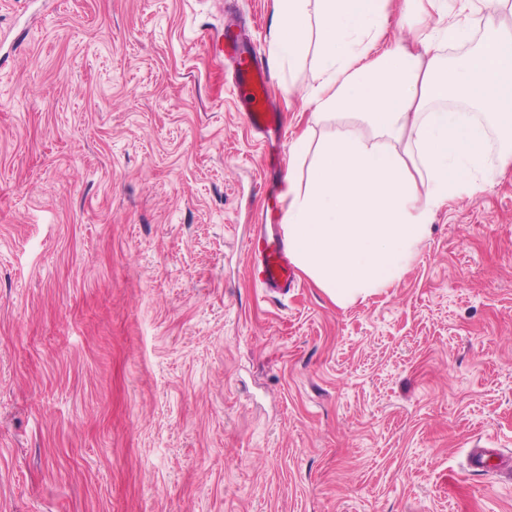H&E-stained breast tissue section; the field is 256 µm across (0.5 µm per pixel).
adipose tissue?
I'll return each mask as SVG.
<instances>
[{
    "label": "adipose tissue",
    "mask_w": 512,
    "mask_h": 512,
    "mask_svg": "<svg viewBox=\"0 0 512 512\" xmlns=\"http://www.w3.org/2000/svg\"><path fill=\"white\" fill-rule=\"evenodd\" d=\"M388 2L277 0L273 19L275 59L317 46L300 101L326 130L289 149L288 254L341 308L399 281L435 214L512 168V0H405L438 19L409 46L385 38Z\"/></svg>",
    "instance_id": "ef3b65f1"
}]
</instances>
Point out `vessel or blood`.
Instances as JSON below:
<instances>
[{"mask_svg":"<svg viewBox=\"0 0 512 512\" xmlns=\"http://www.w3.org/2000/svg\"><path fill=\"white\" fill-rule=\"evenodd\" d=\"M204 47L216 75H223L226 59H234L235 85L248 127L263 139H283V119L273 105L269 76L261 59L244 57L238 35L228 26L208 34ZM249 254L253 281L259 288L284 294L296 286L281 226H260L250 240Z\"/></svg>","mask_w":512,"mask_h":512,"instance_id":"vessel-or-blood-1","label":"vessel or blood"}]
</instances>
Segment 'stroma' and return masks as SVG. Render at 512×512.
Listing matches in <instances>:
<instances>
[{
    "instance_id": "stroma-1",
    "label": "stroma",
    "mask_w": 512,
    "mask_h": 512,
    "mask_svg": "<svg viewBox=\"0 0 512 512\" xmlns=\"http://www.w3.org/2000/svg\"><path fill=\"white\" fill-rule=\"evenodd\" d=\"M274 0H0V512H512V170L339 308L256 288L284 216L202 41ZM317 50L270 64L316 85Z\"/></svg>"
}]
</instances>
